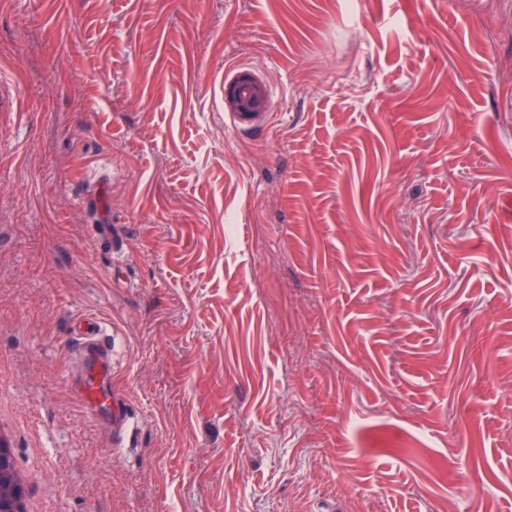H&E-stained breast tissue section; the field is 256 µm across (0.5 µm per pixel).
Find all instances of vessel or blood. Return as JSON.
<instances>
[{
	"instance_id": "1",
	"label": "vessel or blood",
	"mask_w": 512,
	"mask_h": 512,
	"mask_svg": "<svg viewBox=\"0 0 512 512\" xmlns=\"http://www.w3.org/2000/svg\"><path fill=\"white\" fill-rule=\"evenodd\" d=\"M82 363V373L74 383V394L92 417L107 418L116 431L128 429L130 416L123 402L112 394V344L100 329L82 332L70 345Z\"/></svg>"
}]
</instances>
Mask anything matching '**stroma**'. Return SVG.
Here are the masks:
<instances>
[{
  "mask_svg": "<svg viewBox=\"0 0 512 512\" xmlns=\"http://www.w3.org/2000/svg\"><path fill=\"white\" fill-rule=\"evenodd\" d=\"M0 91V407L53 512H512V0H0ZM243 71V67L238 64L232 68H227L224 73V79H221L220 92L221 98L227 96L230 92L239 91L242 88L241 84H236L238 75ZM261 99V91L256 88H249L248 97L242 99L234 95L225 97L227 103L233 105L235 108L246 111L254 107ZM97 327L74 338L69 350L82 363V373L74 383V394L91 417H106L118 432L129 428L126 405L112 395V343Z\"/></svg>",
  "mask_w": 512,
  "mask_h": 512,
  "instance_id": "stroma-1",
  "label": "stroma"
}]
</instances>
